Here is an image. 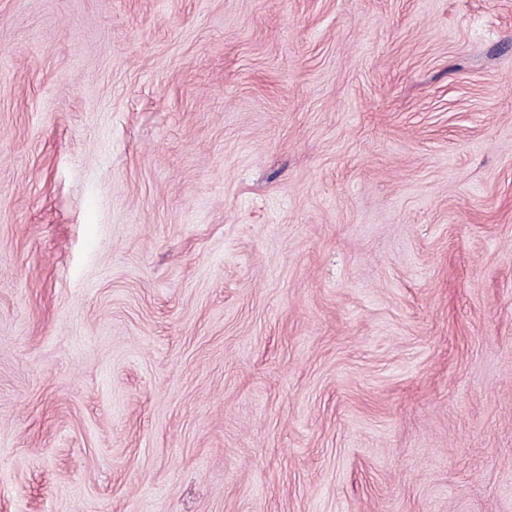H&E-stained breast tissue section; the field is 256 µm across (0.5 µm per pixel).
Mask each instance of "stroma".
<instances>
[{
  "label": "stroma",
  "instance_id": "obj_1",
  "mask_svg": "<svg viewBox=\"0 0 512 512\" xmlns=\"http://www.w3.org/2000/svg\"><path fill=\"white\" fill-rule=\"evenodd\" d=\"M0 512H512V0H0Z\"/></svg>",
  "mask_w": 512,
  "mask_h": 512
}]
</instances>
